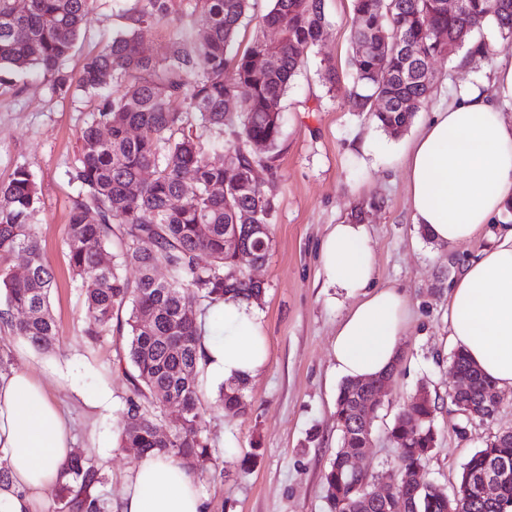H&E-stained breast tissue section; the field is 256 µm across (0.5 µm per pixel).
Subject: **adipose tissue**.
I'll list each match as a JSON object with an SVG mask.
<instances>
[{
	"mask_svg": "<svg viewBox=\"0 0 512 512\" xmlns=\"http://www.w3.org/2000/svg\"><path fill=\"white\" fill-rule=\"evenodd\" d=\"M492 93L462 89L436 112L403 151L415 225L450 246L489 234L493 245L468 265L448 292V324L456 348L495 382L512 387V226L493 219L512 202V66L497 69ZM327 281L354 297L332 343L337 373L347 379L384 375L400 356L409 301L397 287L374 284L365 225L343 222L324 237ZM214 381L251 380L268 364L262 319L237 299L215 306L199 349ZM0 446L10 483L0 488V512H34L45 505L73 451L67 423L29 372L0 377ZM121 512H203L195 477L169 455L137 458L123 484Z\"/></svg>",
	"mask_w": 512,
	"mask_h": 512,
	"instance_id": "1",
	"label": "adipose tissue"
}]
</instances>
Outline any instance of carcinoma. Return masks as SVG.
<instances>
[{
  "mask_svg": "<svg viewBox=\"0 0 512 512\" xmlns=\"http://www.w3.org/2000/svg\"><path fill=\"white\" fill-rule=\"evenodd\" d=\"M96 0H0V85L19 72L42 73L51 94L77 90L101 98L78 136L79 151L67 171L79 185L65 229L70 268L83 295V335L94 342L117 324L119 360L131 367V395L119 426L118 447L137 455H171L192 469L215 449L199 431L203 416L198 346L202 318L224 299L255 303L264 284L249 276L272 248L282 100L326 25L325 0H272L256 18L253 0H135L126 10L127 29L85 59L78 83L64 63L71 55ZM457 13L447 0H352L354 52L347 83L327 62L320 70L328 91L343 90L350 112H366L389 135L404 133L430 97L434 59L469 43L493 26L512 47V0H464ZM187 14L190 31L178 33L167 57L141 52V34ZM256 21L243 51L235 48L242 26ZM268 59L264 68L254 57ZM239 103L235 112L226 103ZM109 130L104 139L99 129ZM256 168L268 178L258 183ZM151 171L145 180L142 173ZM191 171L192 181L183 179ZM221 185L214 194L211 187ZM34 174L25 166L0 182V294L18 321L4 320L12 335L39 352L55 348L50 310L53 274L34 219L41 208ZM150 247H143L144 241ZM112 261L102 257L112 244ZM25 254L28 270L14 272L12 258ZM208 262L200 263V255ZM163 268L167 278L159 279ZM132 269L136 276H127ZM125 321H114L121 311ZM452 371L466 389L452 399L460 411L495 410L497 388L457 350ZM246 384L219 387L224 410L247 409ZM174 395L182 420L169 425L164 404ZM374 389L345 380L336 397L341 444L363 454L371 447L364 411ZM436 401L409 404L395 417L388 437L396 447L394 510L370 497L373 477L356 478L347 460L335 456L324 474L329 512H448V492L423 478L435 448ZM504 475L497 500L473 497L461 512H512V436L493 437L476 451L459 476L475 483L485 474ZM53 497L55 512H112L102 493L105 466L81 449L62 468Z\"/></svg>",
  "mask_w": 512,
  "mask_h": 512,
  "instance_id": "1",
  "label": "carcinoma"
}]
</instances>
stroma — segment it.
Here are the masks:
<instances>
[{
    "instance_id": "1",
    "label": "stroma",
    "mask_w": 512,
    "mask_h": 512,
    "mask_svg": "<svg viewBox=\"0 0 512 512\" xmlns=\"http://www.w3.org/2000/svg\"><path fill=\"white\" fill-rule=\"evenodd\" d=\"M351 0H327L321 42L308 55L282 102L280 183L272 218V250L255 270L265 286L257 310L269 345L265 371L247 387L250 406L225 413L215 384L204 383L201 433L224 462V476H197L204 512H328L323 474L340 447L333 417L342 382L334 370L332 341L353 305L339 288L328 287L320 245L332 225L355 217L366 225L375 259V283L401 288L410 318L401 357L383 395L372 428V446L362 465L369 474L390 470L395 447L387 431L397 413L420 387H427L439 408L437 445L426 465V480L453 488L469 457L492 436L512 430V389L502 392L496 414L469 423L452 404L448 327V284L476 259L490 240L478 236L453 246L430 241L414 224L407 166L401 156L434 112L451 104L462 86L490 90L498 64L512 63V48H500L498 33L484 28L482 40L495 46L492 56L467 48L438 56L435 85L428 102L408 129L393 137L368 116L348 111L320 80L325 60L347 75L353 52ZM127 21L120 0H97L85 36L66 66L79 75L85 58L102 50ZM85 95H51L32 73L0 86V182L16 166L35 176L43 207L36 218L38 238L52 268L50 302L57 322L58 346L42 354L28 349L0 324V353H11L12 367L31 371L64 411L76 447L106 467L103 492L118 501L131 465L129 452L116 446L121 414L130 394L118 366L117 334L87 344L82 337L80 290L68 267L65 228L78 192L67 172L79 149L78 132L95 112ZM109 389L103 406L85 405L87 395Z\"/></svg>"
}]
</instances>
